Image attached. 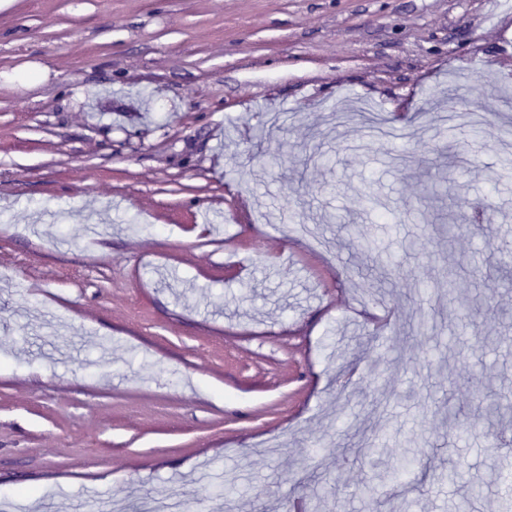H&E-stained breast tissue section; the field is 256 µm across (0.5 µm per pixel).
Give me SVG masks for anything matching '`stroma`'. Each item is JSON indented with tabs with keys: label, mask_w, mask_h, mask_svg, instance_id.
Wrapping results in <instances>:
<instances>
[{
	"label": "stroma",
	"mask_w": 512,
	"mask_h": 512,
	"mask_svg": "<svg viewBox=\"0 0 512 512\" xmlns=\"http://www.w3.org/2000/svg\"><path fill=\"white\" fill-rule=\"evenodd\" d=\"M433 90L480 135L449 136ZM506 93L512 0H0V500L457 512V467L483 489L470 512H502ZM367 104L407 137L372 136ZM460 197L493 246L449 232ZM297 207L348 216L370 254L336 224L301 236ZM476 302L498 309L484 349Z\"/></svg>",
	"instance_id": "35a3bbf8"
}]
</instances>
